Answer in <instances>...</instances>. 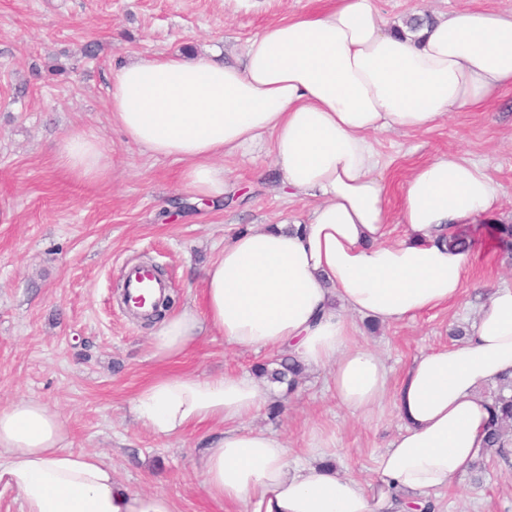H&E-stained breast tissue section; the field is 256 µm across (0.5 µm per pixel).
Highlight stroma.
Returning <instances> with one entry per match:
<instances>
[{"instance_id": "35a3bbf8", "label": "stroma", "mask_w": 512, "mask_h": 512, "mask_svg": "<svg viewBox=\"0 0 512 512\" xmlns=\"http://www.w3.org/2000/svg\"><path fill=\"white\" fill-rule=\"evenodd\" d=\"M329 0H0V408L24 396L66 420L71 448L111 464L121 484L164 492L178 512H226L204 492L194 458L207 428L178 437L138 423L130 401L158 367L151 327L130 316L118 287L126 267L150 261L165 271L175 305L201 297L202 269L236 232L305 221L310 203L288 199L269 149L224 160L223 206L182 209L178 163L151 156L113 125L107 106L114 69L157 54L213 60L242 56L248 40L282 19L324 10ZM390 23L415 11L511 12L512 0H376ZM80 128L111 156L108 179L75 178L58 142ZM377 147L393 185L428 158L448 153L482 161L499 185L496 223L512 222V90L478 112H453L431 130L380 133ZM512 285V256L480 252L461 301L358 340L380 352L394 374L417 355L455 344L492 286ZM203 337L176 367L199 375L249 373L277 361ZM278 418L251 424L302 447L315 429L336 438V466L363 482L401 422L392 407L364 420L340 406L324 369L305 373L294 392L269 386ZM482 478L465 473L433 495L441 512H512V471L485 458Z\"/></svg>"}]
</instances>
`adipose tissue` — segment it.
Wrapping results in <instances>:
<instances>
[{
  "instance_id": "1",
  "label": "adipose tissue",
  "mask_w": 512,
  "mask_h": 512,
  "mask_svg": "<svg viewBox=\"0 0 512 512\" xmlns=\"http://www.w3.org/2000/svg\"><path fill=\"white\" fill-rule=\"evenodd\" d=\"M509 89L512 13L462 9L391 25L375 0H333L266 26L236 62L170 54L113 72V123L180 163L193 198L223 199L221 158L267 141L283 192L313 203L305 223L233 236L204 270L201 302L168 313L151 337L163 370L132 411L165 436L215 426L195 457L211 499L237 512H409L408 501L471 469L490 418L487 390L512 371V286L495 287L464 340L416 356L397 379L359 344L355 320L391 325L457 303L477 256L450 240L494 216L500 197L481 164L441 154L412 169L390 209L375 135L430 130ZM57 155L80 179L109 174L93 133L69 132ZM205 335L330 368L353 415L392 403L402 430L378 458L376 486L336 471L325 430L295 452L247 427L265 403L258 377L173 369ZM67 438L64 419L39 400L0 409V484L18 493L22 512H177L169 495L118 483L110 465Z\"/></svg>"
}]
</instances>
